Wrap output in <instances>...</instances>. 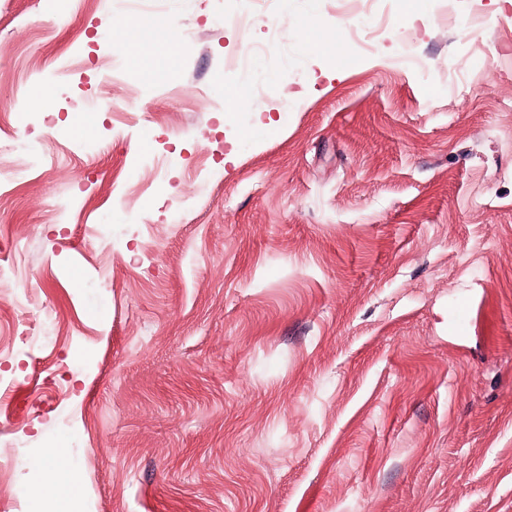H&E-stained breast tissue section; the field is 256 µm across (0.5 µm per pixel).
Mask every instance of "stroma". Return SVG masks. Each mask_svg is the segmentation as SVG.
Listing matches in <instances>:
<instances>
[{
    "label": "stroma",
    "mask_w": 512,
    "mask_h": 512,
    "mask_svg": "<svg viewBox=\"0 0 512 512\" xmlns=\"http://www.w3.org/2000/svg\"><path fill=\"white\" fill-rule=\"evenodd\" d=\"M339 4L0 0L11 512H512V0ZM151 33L157 43L161 57L168 63H172L178 53L177 44L172 36L171 25L153 26L136 18L125 22L115 33V38L119 40L120 46L130 59H136V45L140 33ZM45 454L51 462V466L45 469H36L32 478V487L37 495L53 497L61 489L59 477L66 475L65 489L72 497H77L80 492L81 480L78 475L70 471L63 448L45 449Z\"/></svg>",
    "instance_id": "35a3bbf8"
}]
</instances>
